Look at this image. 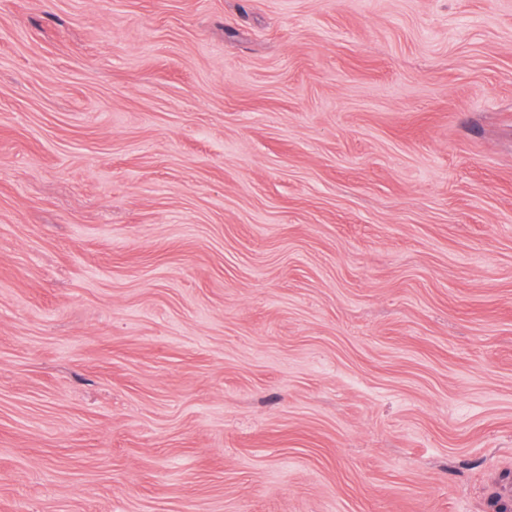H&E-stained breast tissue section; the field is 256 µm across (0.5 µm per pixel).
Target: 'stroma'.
<instances>
[{
  "label": "stroma",
  "mask_w": 512,
  "mask_h": 512,
  "mask_svg": "<svg viewBox=\"0 0 512 512\" xmlns=\"http://www.w3.org/2000/svg\"><path fill=\"white\" fill-rule=\"evenodd\" d=\"M512 504V0H0V512Z\"/></svg>",
  "instance_id": "stroma-1"
}]
</instances>
